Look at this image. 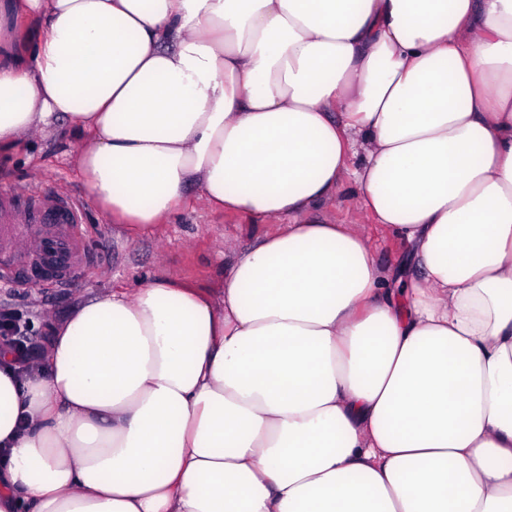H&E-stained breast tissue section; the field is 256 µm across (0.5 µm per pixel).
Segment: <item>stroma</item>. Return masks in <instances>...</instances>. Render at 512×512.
Returning a JSON list of instances; mask_svg holds the SVG:
<instances>
[{"instance_id":"35a3bbf8","label":"stroma","mask_w":512,"mask_h":512,"mask_svg":"<svg viewBox=\"0 0 512 512\" xmlns=\"http://www.w3.org/2000/svg\"><path fill=\"white\" fill-rule=\"evenodd\" d=\"M74 137L64 122H57L44 137L28 140L17 152L0 156V190L39 187L52 194L84 201L82 240L90 252V266L66 286L43 279L41 287L13 286L0 281V308L21 312L42 335L46 319L62 320L86 288H112L157 275L194 280L205 288L218 287L225 265L236 252L250 247L264 233L261 225L245 227L241 218L210 210L196 201L176 213L159 232L127 240L92 205L86 204L82 183L74 170ZM317 217L366 230L375 261L396 267L405 259V245L382 225L374 223L351 190L316 211Z\"/></svg>"}]
</instances>
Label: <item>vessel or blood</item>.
<instances>
[{
    "label": "vessel or blood",
    "instance_id": "b4317fda",
    "mask_svg": "<svg viewBox=\"0 0 512 512\" xmlns=\"http://www.w3.org/2000/svg\"><path fill=\"white\" fill-rule=\"evenodd\" d=\"M78 201L32 190L0 191V266L67 283L84 264Z\"/></svg>",
    "mask_w": 512,
    "mask_h": 512
}]
</instances>
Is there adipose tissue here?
<instances>
[{
  "label": "adipose tissue",
  "instance_id": "obj_1",
  "mask_svg": "<svg viewBox=\"0 0 512 512\" xmlns=\"http://www.w3.org/2000/svg\"><path fill=\"white\" fill-rule=\"evenodd\" d=\"M56 114L129 237L278 229L0 347V512H512V0H0V152ZM314 214L334 223L337 221L343 224H363L372 244L373 257L382 267L396 268L406 257L405 245L385 227L374 224L371 216L362 208L348 187L341 193L336 203L323 206Z\"/></svg>",
  "mask_w": 512,
  "mask_h": 512
}]
</instances>
